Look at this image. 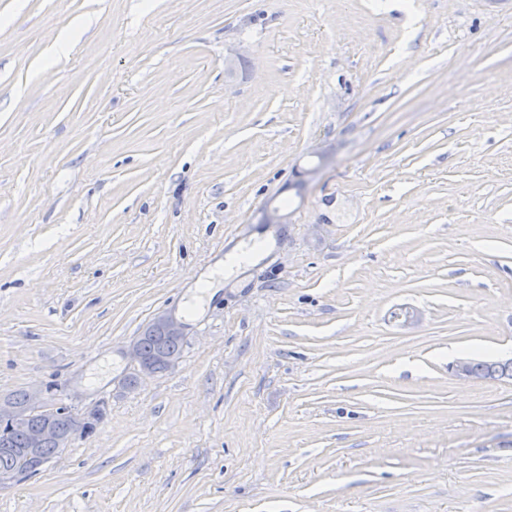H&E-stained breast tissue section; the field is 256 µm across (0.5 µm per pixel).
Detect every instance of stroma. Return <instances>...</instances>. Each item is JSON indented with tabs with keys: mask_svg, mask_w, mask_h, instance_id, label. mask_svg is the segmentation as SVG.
<instances>
[{
	"mask_svg": "<svg viewBox=\"0 0 512 512\" xmlns=\"http://www.w3.org/2000/svg\"><path fill=\"white\" fill-rule=\"evenodd\" d=\"M456 357L512 358V0H0V401L103 414L0 512H512ZM238 254V248L230 251L228 254H226L224 260L218 261L215 266L207 274H205L204 283L206 284V290L204 295H198L194 297V308H200V310L202 309L204 304V296L207 295V291L210 289L213 290L209 293L208 300L212 299V297L216 294L217 289L219 288L222 276H230L234 273L235 269L239 268L244 262H248L252 259L250 257L246 261H238ZM154 322L161 331L153 327L152 324H149L140 338L143 352L148 360L153 363L156 374L170 369L167 366V361L170 357H180L184 344L180 339H184L186 335L184 324L172 315H160ZM163 332L171 337H168ZM143 352L139 341H134L129 354L138 363L141 372L147 374L150 371V365L145 359Z\"/></svg>",
	"mask_w": 512,
	"mask_h": 512,
	"instance_id": "stroma-1",
	"label": "stroma"
}]
</instances>
